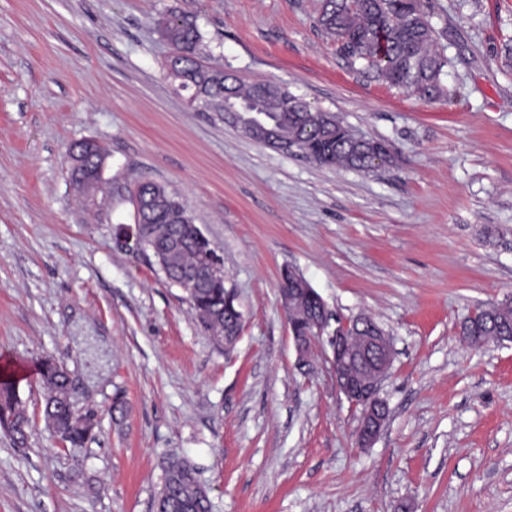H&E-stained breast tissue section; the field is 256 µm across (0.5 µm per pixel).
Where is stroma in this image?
Returning a JSON list of instances; mask_svg holds the SVG:
<instances>
[{
	"instance_id": "obj_1",
	"label": "stroma",
	"mask_w": 512,
	"mask_h": 512,
	"mask_svg": "<svg viewBox=\"0 0 512 512\" xmlns=\"http://www.w3.org/2000/svg\"><path fill=\"white\" fill-rule=\"evenodd\" d=\"M435 5L451 63L428 100L348 66L321 0H0V369L32 426L24 448L0 435V512H153L172 454L213 512H512V342L460 334L512 302V0ZM174 14L196 17L211 64L385 139L394 165L324 167L201 111L165 66L157 26ZM82 140L108 153L109 204L69 180ZM145 180L182 196L223 257L244 315L232 351L154 259L117 247ZM288 266L392 338L371 447L328 348L297 368ZM46 356L98 414L85 448L45 428Z\"/></svg>"
}]
</instances>
